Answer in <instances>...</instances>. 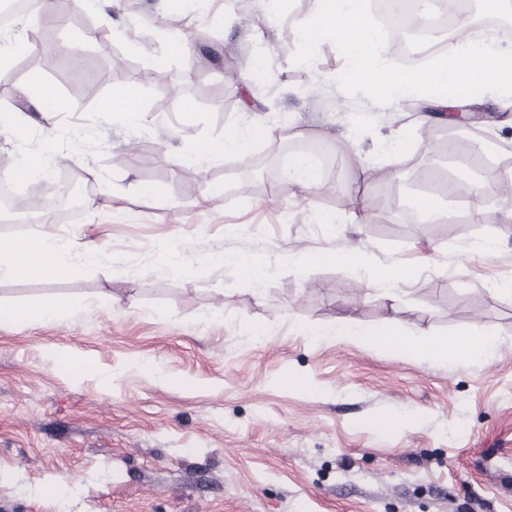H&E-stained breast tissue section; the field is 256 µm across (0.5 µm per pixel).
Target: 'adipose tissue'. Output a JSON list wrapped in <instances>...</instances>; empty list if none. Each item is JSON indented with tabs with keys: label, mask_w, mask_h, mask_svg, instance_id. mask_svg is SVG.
Masks as SVG:
<instances>
[{
	"label": "adipose tissue",
	"mask_w": 512,
	"mask_h": 512,
	"mask_svg": "<svg viewBox=\"0 0 512 512\" xmlns=\"http://www.w3.org/2000/svg\"><path fill=\"white\" fill-rule=\"evenodd\" d=\"M19 92L32 107L31 112H7L0 114V134L13 141H25L36 123V114L69 111V103L63 99L40 73H30ZM279 127L259 115L249 116L243 123L225 130L217 138L202 137L193 142L186 152L175 155L176 164L192 163L206 167L229 158L244 159L250 156L253 145L259 140L273 139ZM38 247L44 260L29 267L25 264L28 247ZM99 259L97 250L89 245L75 246L68 239L43 232L39 225H32L25 236L8 244H0V279H16L22 276L44 281L77 275L94 266ZM329 265L363 275L370 286L381 289L388 297H396L401 287L410 283L415 273L400 260L394 259L375 267L367 262L364 252L356 246L345 250L307 253L301 268ZM334 337H346L360 341L372 339L396 346L404 359L420 362L427 359H464L476 362L485 359L494 343L489 332L477 329L471 336L431 337L423 329L401 331L396 322H389L383 331L365 330L354 319L339 318L328 330Z\"/></svg>",
	"instance_id": "adipose-tissue-1"
}]
</instances>
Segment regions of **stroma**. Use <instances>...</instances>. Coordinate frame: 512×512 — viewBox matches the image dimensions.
I'll use <instances>...</instances> for the list:
<instances>
[{
    "label": "stroma",
    "mask_w": 512,
    "mask_h": 512,
    "mask_svg": "<svg viewBox=\"0 0 512 512\" xmlns=\"http://www.w3.org/2000/svg\"><path fill=\"white\" fill-rule=\"evenodd\" d=\"M59 6L66 23L43 32L54 58L34 46L20 54L0 110L27 109L19 87L34 71L72 109L39 118L26 142L0 136V174L53 128L95 192L74 222L43 230L93 242L99 262L53 282L0 281V312L49 296L62 305L51 322L0 321V512H512V300L488 289L512 281V229L496 222L495 195L478 204L488 222L456 207L444 235L421 230L412 203L421 172L466 166L453 121L431 119L425 101L401 109L340 91L332 77L344 58L332 42L314 70L297 66L295 26L316 0H288L277 27L258 0H214L207 17L118 0L108 21L91 0ZM224 13L235 19L229 35L210 22ZM172 32L189 37L192 61L158 66ZM262 48L269 76L227 83L225 70L242 74ZM74 50L97 72L95 84L69 69ZM118 85L138 88V122L98 112ZM452 104L477 108L480 140L506 160L499 178L512 182V98ZM247 112L286 117L279 150L259 141L248 163L174 165L176 150L221 135ZM395 131L424 148L387 158L343 202L348 154L338 182L309 199L285 182L258 183L251 167L280 168L297 146L336 147L347 132L366 154ZM361 196L391 205L365 224ZM327 212L336 224L322 223ZM489 236L500 245L484 257L474 247ZM172 239L188 244L186 272L158 259ZM354 245L371 265L399 259L423 270L393 301L353 272L296 264L308 251ZM224 251L270 260L262 290L211 265ZM392 316L435 337L478 327L499 345L481 362L412 363L396 347L326 334L341 317L375 332ZM386 413L400 425L378 428ZM55 484L62 496L48 494Z\"/></svg>",
    "instance_id": "1"
}]
</instances>
